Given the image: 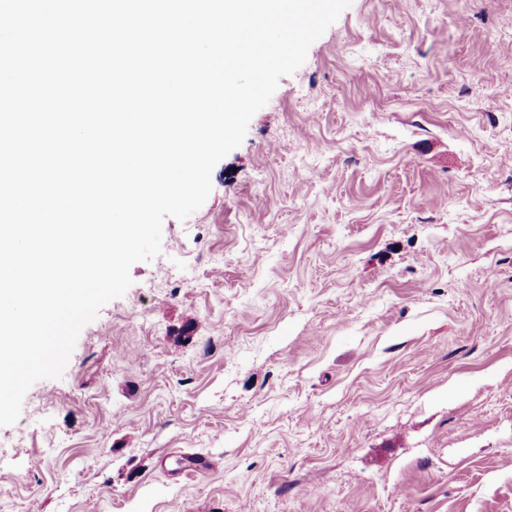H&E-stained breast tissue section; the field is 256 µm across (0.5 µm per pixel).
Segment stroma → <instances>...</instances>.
Listing matches in <instances>:
<instances>
[{
  "instance_id": "obj_1",
  "label": "stroma",
  "mask_w": 512,
  "mask_h": 512,
  "mask_svg": "<svg viewBox=\"0 0 512 512\" xmlns=\"http://www.w3.org/2000/svg\"><path fill=\"white\" fill-rule=\"evenodd\" d=\"M512 0H351L0 426V512H512Z\"/></svg>"
}]
</instances>
